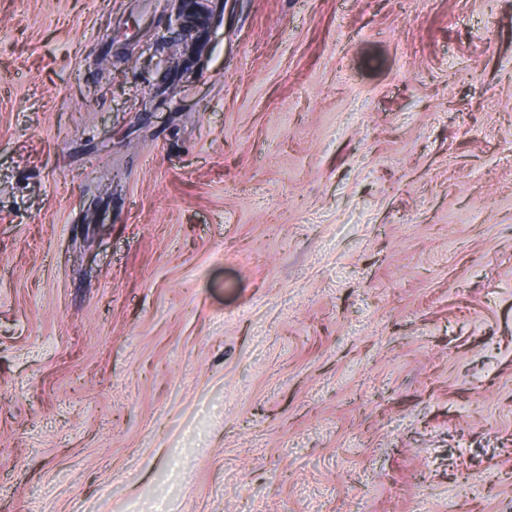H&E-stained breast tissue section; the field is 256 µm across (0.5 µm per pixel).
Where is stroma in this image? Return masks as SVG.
<instances>
[{
  "mask_svg": "<svg viewBox=\"0 0 512 512\" xmlns=\"http://www.w3.org/2000/svg\"><path fill=\"white\" fill-rule=\"evenodd\" d=\"M0 0V512H512V0Z\"/></svg>",
  "mask_w": 512,
  "mask_h": 512,
  "instance_id": "obj_1",
  "label": "stroma"
}]
</instances>
